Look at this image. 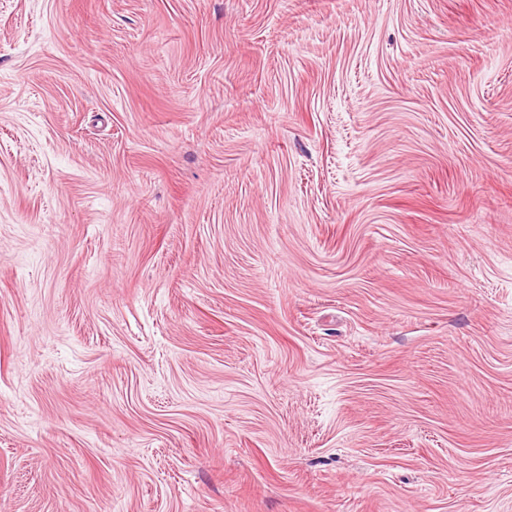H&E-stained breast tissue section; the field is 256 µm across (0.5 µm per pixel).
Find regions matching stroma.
Wrapping results in <instances>:
<instances>
[{"label":"stroma","mask_w":512,"mask_h":512,"mask_svg":"<svg viewBox=\"0 0 512 512\" xmlns=\"http://www.w3.org/2000/svg\"><path fill=\"white\" fill-rule=\"evenodd\" d=\"M0 512H512V0H0Z\"/></svg>","instance_id":"obj_1"}]
</instances>
